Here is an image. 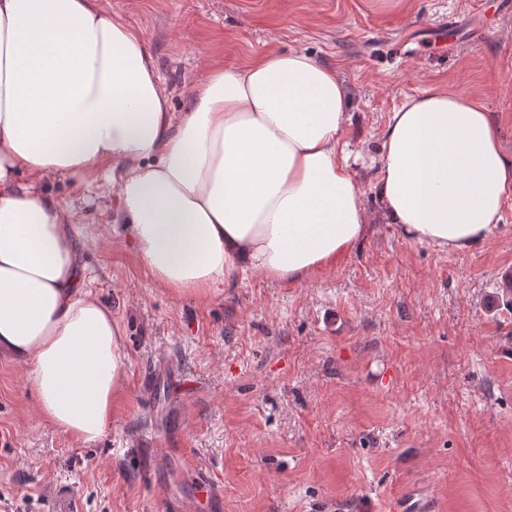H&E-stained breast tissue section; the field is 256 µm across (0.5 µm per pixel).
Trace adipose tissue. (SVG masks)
Wrapping results in <instances>:
<instances>
[{
  "label": "adipose tissue",
  "mask_w": 512,
  "mask_h": 512,
  "mask_svg": "<svg viewBox=\"0 0 512 512\" xmlns=\"http://www.w3.org/2000/svg\"><path fill=\"white\" fill-rule=\"evenodd\" d=\"M336 70L274 53L209 67L180 112L144 37L96 0H0V356L41 419L91 443L112 422L122 333L91 288L85 204L154 281L200 300L258 272L298 284L368 232L340 138ZM375 190L389 223L444 250L484 245L512 200V155L483 105L430 88L391 112ZM78 182L82 202L53 192Z\"/></svg>",
  "instance_id": "1"
}]
</instances>
